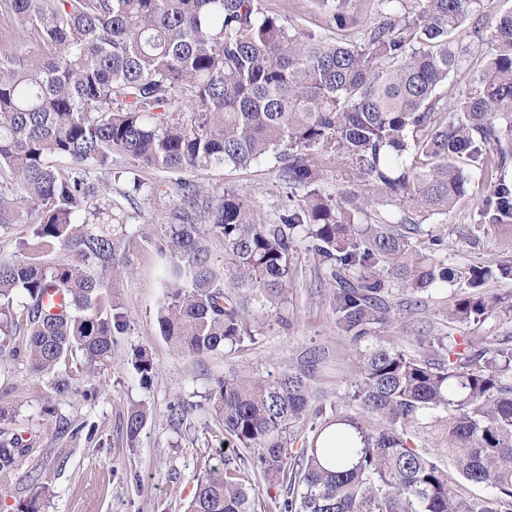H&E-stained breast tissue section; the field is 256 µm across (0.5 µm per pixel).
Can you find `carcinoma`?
<instances>
[{"instance_id":"carcinoma-1","label":"carcinoma","mask_w":512,"mask_h":512,"mask_svg":"<svg viewBox=\"0 0 512 512\" xmlns=\"http://www.w3.org/2000/svg\"><path fill=\"white\" fill-rule=\"evenodd\" d=\"M314 2L340 38L289 27L262 0H0V228L28 226L0 257V352L39 378L72 360L50 389L97 395L82 384L127 323L112 289L127 271L128 215L99 183L112 177V155L178 174L273 154L289 194L305 190L273 224L233 191L216 198L177 182L179 202L147 238L163 276L159 331L185 353L251 337L250 306L285 298L300 235L336 284V324L355 346L356 409L331 403L289 467L319 356L294 372H229L207 400L238 453L196 478L188 512H260L248 470L297 486L279 512H512V344L430 336L429 359L369 341L390 318V281L418 293L465 280L470 291L448 310L460 325L493 308L481 291L492 269L449 266L394 225L448 213L476 175L485 212L512 210L502 178L512 160V11L489 25L482 0H384L367 26L355 0ZM462 30L486 60L450 105L439 89L469 65ZM331 157L334 196L319 188ZM378 203L397 211L374 220ZM52 288L65 295L57 312L44 303ZM19 333L22 351L12 347ZM132 363L148 383L153 358L140 349ZM146 418L142 406L129 410L130 442ZM434 432L440 456L408 445ZM22 451L21 437L1 434L0 471ZM456 474L491 494H462Z\"/></svg>"}]
</instances>
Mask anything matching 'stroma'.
I'll return each instance as SVG.
<instances>
[{
    "instance_id": "obj_1",
    "label": "stroma",
    "mask_w": 512,
    "mask_h": 512,
    "mask_svg": "<svg viewBox=\"0 0 512 512\" xmlns=\"http://www.w3.org/2000/svg\"><path fill=\"white\" fill-rule=\"evenodd\" d=\"M265 6L290 18L296 28L328 31L312 0H266ZM133 165L121 155L112 162L117 174L112 198L129 215V273L116 290L127 326L116 335L111 359L93 380L96 398L57 396L46 382L28 374L24 362L0 355V407L11 415L8 430L27 441L16 465L0 471V512H18L42 483L50 488L44 512H186L195 477L228 452L224 430L207 402L216 379L231 370L279 373L297 367L314 349L322 358L318 385L327 398L339 400L351 389L355 348L336 326L332 282L303 240L294 255L292 285L279 308L258 310L251 340L232 349L182 354L159 332L156 312L163 290L146 237L177 202V180H189L216 196L235 191L252 201L261 220L273 223L289 204L275 159L267 157L244 169L199 167L180 176L145 168L140 172L143 192L130 202L121 198L120 174ZM434 237L442 238L437 256L448 265L491 267L493 275L483 291L499 304L480 321L461 326L449 322L447 311L467 294L466 282L437 285L419 294L411 317L376 326L381 343L416 355L427 336H483L491 341L512 336V229L486 215L481 195L474 194L448 213L420 218L409 235L420 247ZM137 349L146 350L156 364L145 385L131 363ZM139 404L146 407L147 420L132 443L125 420ZM49 405L56 410L51 417L44 413ZM65 423L70 429L78 427V434L62 431Z\"/></svg>"
}]
</instances>
